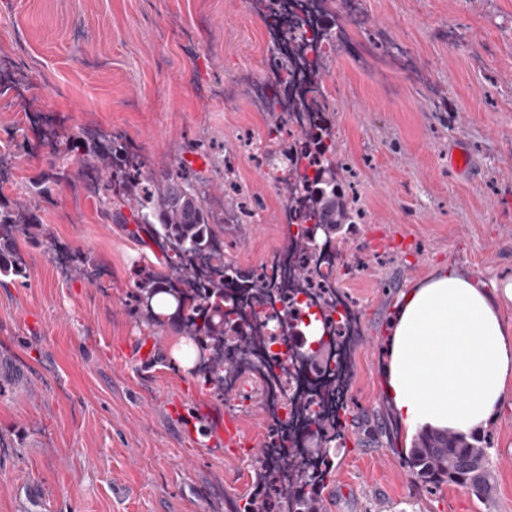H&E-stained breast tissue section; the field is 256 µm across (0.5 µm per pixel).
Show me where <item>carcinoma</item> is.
<instances>
[{
	"label": "carcinoma",
	"instance_id": "1",
	"mask_svg": "<svg viewBox=\"0 0 512 512\" xmlns=\"http://www.w3.org/2000/svg\"><path fill=\"white\" fill-rule=\"evenodd\" d=\"M296 36L312 52L311 65L317 76L323 61L343 39L341 27L334 20L325 29L311 33L299 27ZM290 68L291 64L272 56L268 82L275 85L284 80ZM266 111L273 116L267 133L272 150L266 154V163L277 174L275 181L285 187L288 218L299 224L290 235L288 247L311 255L317 250L310 242L312 226L324 225L325 234L319 242L328 247L335 245L336 234L345 225L359 220V213L347 204L344 167L336 158V134L326 112L319 122L290 132L284 113L277 111L275 103H270ZM72 147L82 150L85 163L102 169L108 177L98 198L105 220L132 224L133 235L160 244L162 268L145 267L140 271V302L146 317L161 321V315L151 309L152 298L158 293L170 295L182 331L198 346L202 357L199 370L209 383L224 390V347L249 346L255 330L242 325L238 299L224 298V269L228 263L224 262V242L215 226L224 223L226 215L240 218L244 212L237 206L222 214L208 208L206 192L201 188L203 178L192 183L171 172L142 170L132 146L119 136L97 139L73 134L63 146L55 141L49 143L50 153L55 155ZM21 237L40 245H47L50 240L35 210L0 197L1 283L27 277V266L18 247ZM235 271L237 280L249 283L256 302L272 288L251 270L237 267ZM330 342L331 336L327 335L303 344L302 350L308 359L318 363ZM310 424L316 434L323 436L315 448L324 459L322 470L312 473L297 469L294 480L282 481L278 472L260 467L258 490L248 503V512H266L265 503L272 491L275 497L288 500V512H321L320 490L330 473L331 453L336 449V442L326 435L333 432L336 422L316 416ZM486 450L485 440L476 435L421 429L406 463L411 477L421 484H453L483 499L489 496L491 478Z\"/></svg>",
	"mask_w": 512,
	"mask_h": 512
}]
</instances>
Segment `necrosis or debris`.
<instances>
[{
	"mask_svg": "<svg viewBox=\"0 0 512 512\" xmlns=\"http://www.w3.org/2000/svg\"><path fill=\"white\" fill-rule=\"evenodd\" d=\"M322 12L316 6L290 9L280 13L271 28L279 42L280 51L289 56L297 72L295 80L280 91V109L290 115L291 121H302L299 111L302 102L310 98L305 60L297 56L296 40L290 36L295 26L312 29L320 24ZM297 254L283 251L271 257L258 271L262 279L271 281L276 289L268 300V307L282 309L284 304L307 305L316 303L335 275L339 255L328 250L318 259V273L308 281L298 280ZM336 304L344 314L336 326V341L327 352V366L310 363L304 354L287 355V346L294 339L274 326L262 328L261 335L249 350L227 351L226 376L234 378L238 371L252 369L255 376L265 381V423L272 438L264 462L272 468L280 466V447L292 448L301 466L316 465L313 448L317 442L310 427L312 415L332 416L339 413L347 396L352 377V350L359 339L356 313L348 297L337 295Z\"/></svg>",
	"mask_w": 512,
	"mask_h": 512,
	"instance_id": "obj_1",
	"label": "necrosis or debris"
}]
</instances>
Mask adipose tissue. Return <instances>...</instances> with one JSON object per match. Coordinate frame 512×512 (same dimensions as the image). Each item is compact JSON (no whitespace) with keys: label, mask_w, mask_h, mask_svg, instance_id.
Masks as SVG:
<instances>
[{"label":"adipose tissue","mask_w":512,"mask_h":512,"mask_svg":"<svg viewBox=\"0 0 512 512\" xmlns=\"http://www.w3.org/2000/svg\"><path fill=\"white\" fill-rule=\"evenodd\" d=\"M512 281L438 268L403 291L389 321L383 386L407 433L471 434L512 396V328L500 315Z\"/></svg>","instance_id":"obj_1"}]
</instances>
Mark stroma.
<instances>
[{"label":"stroma","instance_id":"obj_1","mask_svg":"<svg viewBox=\"0 0 512 512\" xmlns=\"http://www.w3.org/2000/svg\"><path fill=\"white\" fill-rule=\"evenodd\" d=\"M330 8L352 23L321 75L363 219L336 237L361 338L323 512H512V397L481 432L493 488L480 499L413 482L381 376L406 288L448 263L512 280V0ZM276 50L257 0H0V191L35 208L53 242H21L28 276L0 286V512H238L252 494L254 461L208 442L229 412L266 447L262 403L182 369L176 324L131 313L136 271L161 249L106 221L99 175L81 151L52 159L48 142L122 135L152 170L187 162L219 207L232 177L256 207L218 225L224 258L259 268L289 240L264 167L272 117L247 84ZM463 153L468 168H450ZM54 169L49 198L28 195ZM59 249L82 252L84 274Z\"/></svg>","mask_w":512,"mask_h":512}]
</instances>
